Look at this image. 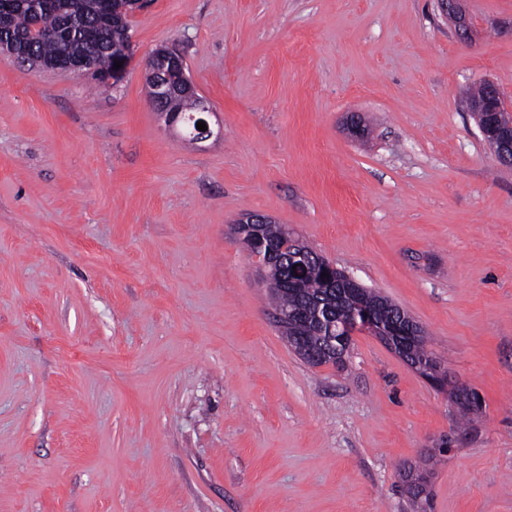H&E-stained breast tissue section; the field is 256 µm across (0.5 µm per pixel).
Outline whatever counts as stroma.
Masks as SVG:
<instances>
[{
  "label": "stroma",
  "instance_id": "obj_1",
  "mask_svg": "<svg viewBox=\"0 0 512 512\" xmlns=\"http://www.w3.org/2000/svg\"><path fill=\"white\" fill-rule=\"evenodd\" d=\"M467 11L468 44L434 0H147L117 83L0 55V512H412L411 469L427 512H512V167L465 106L512 98V0ZM162 45L204 147L148 100ZM248 214L407 311L484 411L370 335L305 363Z\"/></svg>",
  "mask_w": 512,
  "mask_h": 512
}]
</instances>
